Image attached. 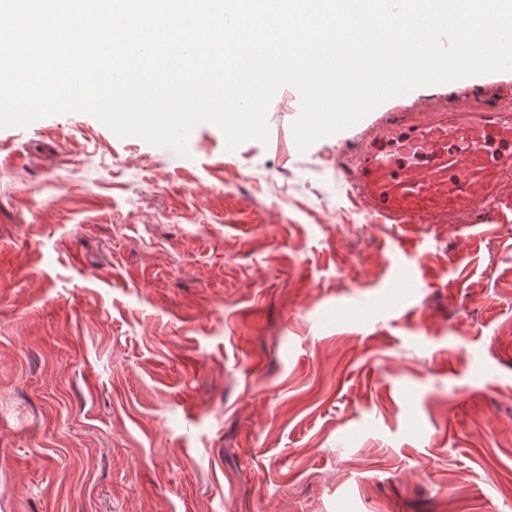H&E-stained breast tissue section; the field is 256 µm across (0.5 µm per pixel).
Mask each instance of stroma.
I'll list each match as a JSON object with an SVG mask.
<instances>
[{"label":"stroma","mask_w":512,"mask_h":512,"mask_svg":"<svg viewBox=\"0 0 512 512\" xmlns=\"http://www.w3.org/2000/svg\"><path fill=\"white\" fill-rule=\"evenodd\" d=\"M299 151L0 128V512H512V221L398 243Z\"/></svg>","instance_id":"1"}]
</instances>
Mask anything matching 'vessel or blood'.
Masks as SVG:
<instances>
[{
  "mask_svg": "<svg viewBox=\"0 0 512 512\" xmlns=\"http://www.w3.org/2000/svg\"><path fill=\"white\" fill-rule=\"evenodd\" d=\"M488 98L477 112L432 99L420 112L390 113L348 169L362 206L406 232L504 222L512 213V156L491 159L489 148L512 144V103L493 89Z\"/></svg>",
  "mask_w": 512,
  "mask_h": 512,
  "instance_id": "b4317fda",
  "label": "vessel or blood"
}]
</instances>
